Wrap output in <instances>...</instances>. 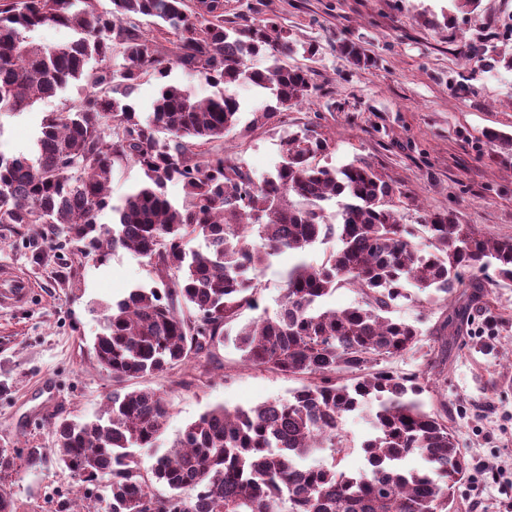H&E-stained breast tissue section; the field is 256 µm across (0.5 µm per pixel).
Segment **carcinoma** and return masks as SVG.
<instances>
[{
  "mask_svg": "<svg viewBox=\"0 0 512 512\" xmlns=\"http://www.w3.org/2000/svg\"><path fill=\"white\" fill-rule=\"evenodd\" d=\"M110 4L0 0V112L28 111L84 82L77 104L43 113L30 153L0 150V224H40L59 238L50 248L99 261L119 247L147 259L155 285L107 305L94 340V358L113 382L211 360L231 343L244 365L305 383L285 399L207 410L148 467L140 450L156 445L169 403L158 389H116L92 419L54 418L53 447L0 448V479L23 455L30 465L50 458L89 484L107 479L108 512H453L467 461L448 404L429 410L421 395L433 370L443 373L448 344L489 279L512 282V236L487 239L451 210L401 223L387 207L393 186L363 162L314 163L328 143L307 128L282 138L274 172L254 182L216 143L240 123L235 87L242 83L273 101L252 113L248 129L312 97L306 71L283 61L298 41L271 19L224 25V0ZM44 25L71 28L78 38L55 48L31 43L26 33ZM338 51L353 66L371 62L357 42L343 40ZM257 56L268 65L250 67ZM174 67L219 93L194 100L166 83L142 115L132 94ZM485 138L512 154V136L490 130ZM124 162L147 181L114 205L112 172ZM169 182L181 185V201L168 197ZM332 201L338 209L330 217ZM108 207L116 221L98 223ZM199 238L204 246L187 248ZM331 238L336 250L307 263L306 251ZM283 254L296 261L278 310L232 328L244 310L258 308V280ZM341 287L357 292L356 305L324 307ZM413 288L445 302L463 288L466 300L425 333L392 316L413 300ZM425 334L438 350L424 370L404 376L385 366L417 350ZM367 404L365 466L339 472L342 418ZM325 450L330 465L300 466ZM410 455L426 469L404 470Z\"/></svg>",
  "mask_w": 512,
  "mask_h": 512,
  "instance_id": "obj_1",
  "label": "carcinoma"
}]
</instances>
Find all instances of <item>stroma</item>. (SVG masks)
Listing matches in <instances>:
<instances>
[{"instance_id": "obj_1", "label": "stroma", "mask_w": 512, "mask_h": 512, "mask_svg": "<svg viewBox=\"0 0 512 512\" xmlns=\"http://www.w3.org/2000/svg\"><path fill=\"white\" fill-rule=\"evenodd\" d=\"M275 19L316 55L291 53L288 65L306 70L315 88L310 102L281 112L274 123L224 140L254 180L280 160V139L306 127L326 138L319 164L370 165L397 191L403 223L426 212L452 210L488 239L512 236V156L486 145V130L512 136V70H484L483 46L512 56V0H224L225 21ZM358 42L371 58L355 67L336 46ZM80 83L20 114H0V149L29 152L43 113L79 101ZM40 225L0 224V269L31 280L29 300L0 305V448H49L51 417L93 418L115 384L93 358L102 305L137 285H152L145 259L118 249L103 261L52 251ZM45 259L34 263L36 250ZM512 284L488 285L464 338L449 345L448 363L427 406L447 403L457 444L469 462L455 488L457 512H512ZM298 378L246 367L234 345L215 362L190 361L170 374L130 381V388L165 393L170 414L144 462L164 452L181 430L208 409L249 408L283 399ZM17 512H105L94 486L79 485L68 470L18 460L0 482Z\"/></svg>"}]
</instances>
